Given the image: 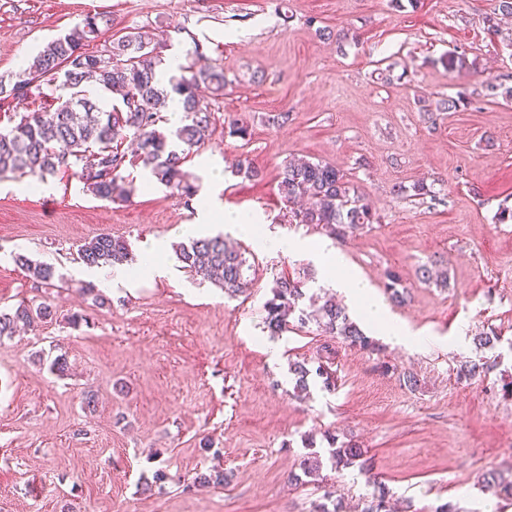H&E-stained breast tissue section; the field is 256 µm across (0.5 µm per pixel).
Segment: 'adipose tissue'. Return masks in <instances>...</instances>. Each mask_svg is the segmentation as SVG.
I'll use <instances>...</instances> for the list:
<instances>
[{
	"label": "adipose tissue",
	"instance_id": "1",
	"mask_svg": "<svg viewBox=\"0 0 512 512\" xmlns=\"http://www.w3.org/2000/svg\"><path fill=\"white\" fill-rule=\"evenodd\" d=\"M200 198L198 224L223 225L231 234L253 238L255 244L264 250L277 249L286 254L310 252L320 267L324 282L343 293L364 321L376 328L381 336L408 348H417L424 343V336L412 332L388 315L369 281L348 267L343 254L330 241L308 243L298 239L278 238L266 232L259 234L255 231L256 217L251 210L227 208L214 193L207 190L201 192Z\"/></svg>",
	"mask_w": 512,
	"mask_h": 512
}]
</instances>
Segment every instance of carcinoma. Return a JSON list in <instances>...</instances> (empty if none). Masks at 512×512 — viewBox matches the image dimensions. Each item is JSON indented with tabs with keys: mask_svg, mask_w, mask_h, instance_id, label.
<instances>
[{
	"mask_svg": "<svg viewBox=\"0 0 512 512\" xmlns=\"http://www.w3.org/2000/svg\"><path fill=\"white\" fill-rule=\"evenodd\" d=\"M99 14H88L71 32L60 35L24 68L0 79V103L7 100L41 101L31 112L16 115L14 124L0 127V178L18 172L36 182L44 181L57 171L71 172L96 197L114 201L128 198L122 169L140 166L150 171L170 193L192 199L197 195L199 178L184 169L194 151L211 140L214 117L200 103V87L216 92L224 90V70L200 51V45L188 53V63L179 67L167 83L157 77L162 58L156 52L154 34L132 31L118 38H104ZM116 91L121 104L109 109L99 106L90 89ZM181 97L183 116L180 125L165 134L157 129L167 100ZM136 142L131 156L120 146L127 138ZM279 191L284 201L305 205L292 211L297 224L321 228L327 235L345 240L360 228L375 221L371 208L351 193L345 174L338 168L311 161H290L280 172ZM179 260L202 279L224 290L229 296L249 291L253 284L252 265L244 253L228 246L224 236H205L182 243L176 250ZM77 257L87 266L123 264L130 258L126 241L102 232L81 244ZM34 280L49 285L55 278L53 266L33 264L24 255L14 256ZM420 282L448 286V272L433 274L427 265L416 271ZM384 288L392 301L402 303L407 284L399 271L384 272ZM272 298L265 303V324L272 336H280L297 326L313 322L327 336L368 353L379 350L377 342L365 335L349 318L344 307L326 301L318 307L302 304L306 293L303 284L279 277L271 288ZM51 314L49 306L33 308L24 303L12 312L0 311V337L11 336L22 327H36ZM497 365L483 358L469 360L456 370L457 380L471 382L486 377ZM336 351L324 347L313 360L289 363L294 376V390L306 394L309 377L321 379L323 389H335ZM328 461L334 469L348 468L365 462V451L352 441H338L326 436ZM302 475L319 481L323 458L317 452L301 456ZM300 475V476H302ZM294 474L291 479L297 481ZM227 476L214 468L195 477V487H222ZM386 487L364 503L360 512H387Z\"/></svg>",
	"mask_w": 512,
	"mask_h": 512,
	"instance_id": "1",
	"label": "carcinoma"
}]
</instances>
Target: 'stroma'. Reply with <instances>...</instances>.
<instances>
[{"label":"stroma","instance_id":"35a3bbf8","mask_svg":"<svg viewBox=\"0 0 512 512\" xmlns=\"http://www.w3.org/2000/svg\"><path fill=\"white\" fill-rule=\"evenodd\" d=\"M492 9L493 0H0L4 77L89 13L116 38L152 29L162 56L202 44L227 84L199 94L216 130L186 170H221L226 205L314 240L322 230L291 223L278 174L291 158L339 168L376 215L342 253L380 295L384 270L401 271L411 299L389 312L427 339L411 350L383 338L376 355L339 346L335 390L314 379L295 397L289 361L315 357L327 338L313 326L270 336L264 305L280 276L333 296L312 260L234 238L257 268L249 294L228 297L171 251L167 277L102 289L98 304L81 292L78 245L109 232L138 260L151 241L188 242L197 201L139 167L124 168L131 193L115 202L64 171L36 192L27 178L0 179V310L54 309L39 330L0 338V512H312L327 491L342 512H360L380 483L396 512L446 502L512 512V496L482 488L489 471L512 473V399L501 394L512 380V216L500 217L512 213V102L486 94L491 83L512 87V18L490 29ZM460 94L457 111H437ZM278 112L287 124L270 123ZM228 116L246 137L225 133ZM241 159L258 177L236 174ZM420 182L429 195H414ZM17 253L52 265L54 286L35 282ZM431 263L447 269V287L417 282L416 268ZM490 331L502 338L500 364L458 382L459 365L480 356L474 336ZM60 346L70 368L57 377L39 361ZM381 358L397 373L382 374ZM329 433L364 448L369 470L327 466L323 486L288 483ZM214 466L233 472L230 484L193 487Z\"/></svg>","mask_w":512,"mask_h":512}]
</instances>
